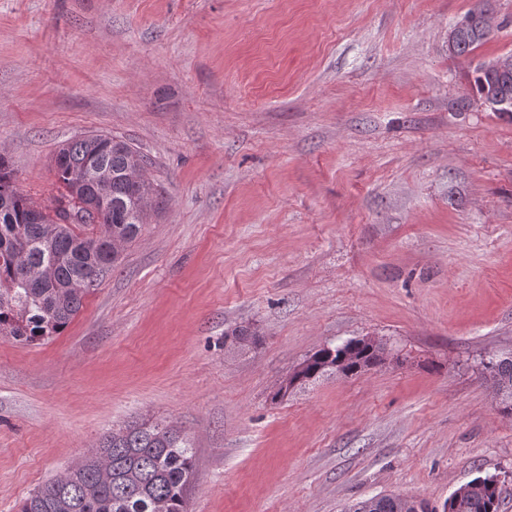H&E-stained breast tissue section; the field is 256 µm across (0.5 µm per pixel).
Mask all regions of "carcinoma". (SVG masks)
Segmentation results:
<instances>
[{
  "mask_svg": "<svg viewBox=\"0 0 512 512\" xmlns=\"http://www.w3.org/2000/svg\"><path fill=\"white\" fill-rule=\"evenodd\" d=\"M485 8L475 5L456 25L453 54L465 56L490 39ZM472 93L512 97L481 67L473 71ZM57 195L36 206L17 188L9 162L0 157V335L31 344L60 333L78 314L86 294L140 234L156 190L146 176L147 157L133 145L103 134L65 141L58 149ZM107 184L105 205L94 217L78 205L99 181ZM356 364H380L379 352L361 348ZM512 412V358L489 366ZM195 469L189 438L173 425L133 421L105 436L81 461L31 493L19 512H186ZM460 500L447 499L443 512H497L500 490L489 476L467 482ZM355 512H403L398 498L383 495L353 505Z\"/></svg>",
  "mask_w": 512,
  "mask_h": 512,
  "instance_id": "cac0c4a2",
  "label": "carcinoma"
}]
</instances>
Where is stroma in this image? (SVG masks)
<instances>
[{"label": "stroma", "instance_id": "1", "mask_svg": "<svg viewBox=\"0 0 512 512\" xmlns=\"http://www.w3.org/2000/svg\"><path fill=\"white\" fill-rule=\"evenodd\" d=\"M475 0H0V155L35 204L67 139L151 160L164 205L58 335L0 336V512L133 420L196 453L188 512L441 507L497 476L512 512V114L448 32ZM247 327L255 343L236 342ZM393 352L272 402L308 356ZM493 378L504 391L502 403L507 412H512V358H503L489 366ZM353 508L354 512H404L401 502L393 495L375 496L356 503L350 510Z\"/></svg>", "mask_w": 512, "mask_h": 512}]
</instances>
